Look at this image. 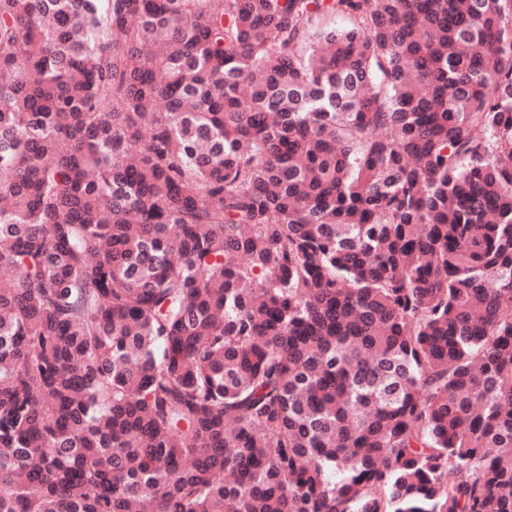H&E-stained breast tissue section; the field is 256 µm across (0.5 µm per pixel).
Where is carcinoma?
<instances>
[{"label":"carcinoma","mask_w":512,"mask_h":512,"mask_svg":"<svg viewBox=\"0 0 512 512\" xmlns=\"http://www.w3.org/2000/svg\"><path fill=\"white\" fill-rule=\"evenodd\" d=\"M0 512H512V0H0Z\"/></svg>","instance_id":"1"}]
</instances>
